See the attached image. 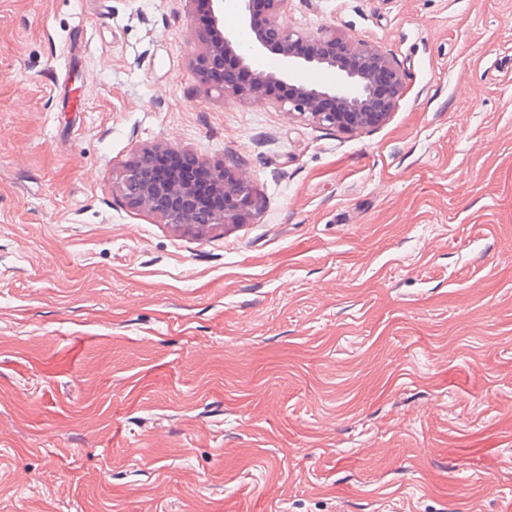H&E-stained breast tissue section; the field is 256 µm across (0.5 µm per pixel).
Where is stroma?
Segmentation results:
<instances>
[{
    "label": "stroma",
    "mask_w": 512,
    "mask_h": 512,
    "mask_svg": "<svg viewBox=\"0 0 512 512\" xmlns=\"http://www.w3.org/2000/svg\"><path fill=\"white\" fill-rule=\"evenodd\" d=\"M404 90L203 94L193 0H0V512H512V0H288ZM242 160L203 237L112 183Z\"/></svg>",
    "instance_id": "obj_1"
}]
</instances>
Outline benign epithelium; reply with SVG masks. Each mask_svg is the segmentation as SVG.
<instances>
[{
    "mask_svg": "<svg viewBox=\"0 0 512 512\" xmlns=\"http://www.w3.org/2000/svg\"><path fill=\"white\" fill-rule=\"evenodd\" d=\"M208 2L211 22L197 28L193 51L203 92L215 91L226 99L286 111L346 135L381 125L394 112L403 94V78L393 62L372 46L338 38L333 30L308 35L284 26L280 15L288 0H265V21L258 27L253 20L254 0H236L239 23L252 32L250 43L244 46L233 30L224 27V0ZM226 55L236 60L238 68L250 72V83L210 78L208 68ZM257 55L275 56L278 67L269 71L253 68ZM310 69L332 70L336 82L318 85L304 80L302 73ZM379 73L389 76L391 86L389 98L380 105L375 83ZM282 85L288 87L286 96L273 92ZM164 152L178 154L181 149L157 144L137 151L124 164L113 189L128 206L160 211L173 226L198 232L249 221L256 206L255 187L240 162L226 158L223 164L210 168L211 190L224 196V208L215 209L209 197L177 170L161 180L152 178L149 169L153 160Z\"/></svg>",
    "mask_w": 512,
    "mask_h": 512,
    "instance_id": "7a95c632",
    "label": "benign epithelium"
}]
</instances>
